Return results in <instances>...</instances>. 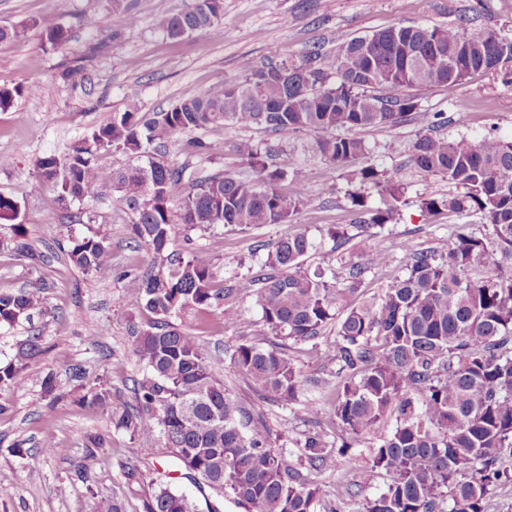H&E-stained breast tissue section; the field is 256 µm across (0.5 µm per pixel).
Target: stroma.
Here are the masks:
<instances>
[{
    "label": "stroma",
    "mask_w": 512,
    "mask_h": 512,
    "mask_svg": "<svg viewBox=\"0 0 512 512\" xmlns=\"http://www.w3.org/2000/svg\"><path fill=\"white\" fill-rule=\"evenodd\" d=\"M186 2L145 0L133 19L125 10L112 9L108 0H0V27L26 28L19 40L0 42V87L18 92L9 108L0 109V156L11 160L0 168V194L17 201L18 221L44 257L43 264L31 267L14 251L11 225L0 224V293L36 291L43 299L42 311L32 322L0 329V352L13 355L32 331L40 334L45 347L24 385L0 389V483L14 488L11 497L0 498V512H92L100 498L114 501L122 512H144L151 490L134 474L146 466L156 468L198 512H243L231 497L183 478L158 433L134 434L115 427L114 416L136 406L134 384L145 372L132 350L131 327L149 315L130 309L126 295L133 277L157 268L158 261L147 247L132 241L131 216L112 194L91 206L62 205L36 173L39 156L65 154L74 141L107 122L114 109L134 104L144 112L165 110L213 84L239 80V65L246 57L258 63L269 58L297 61L311 50L331 52L339 40L394 25L512 32V0H224V17L216 26L178 41L168 39L156 30L155 21L177 13ZM45 15L69 27L65 47L45 46L39 30L31 27V20ZM88 16L100 18L101 29L84 25ZM75 60L85 67L89 81L73 89L63 85L59 74ZM415 96L421 109L447 116L440 132L450 139L512 137V85L504 84L498 74L477 72L455 92L427 88L416 90ZM461 115L467 118L462 125L457 122ZM419 129L411 121L352 132L369 149L357 167L388 170L406 186L393 223L365 248L353 242L335 247L328 230L341 224L355 234L351 193H361L371 208L383 201L370 186L348 182L344 170L327 162L315 148L314 133L214 125L200 133L215 147L208 157L183 154L179 138L167 143L170 160L198 177L221 171L252 178L237 151L243 142L286 150L306 173L309 203L288 223L197 228L188 237H177L178 250L215 272L213 286L223 291L224 301L207 310H184L172 321L206 345L213 371L232 399L261 410L272 448L297 455L307 436L321 434L330 449L326 462L303 469L321 490L317 512L333 506L340 512H361L365 499L379 493L388 478L380 476L361 495L349 493L357 475L335 453L344 436L331 410L336 368L323 357L335 327L309 342L286 341L289 358L306 379L295 402L262 398L236 368L231 355L239 344L267 349L277 342L261 319L255 290L243 289L240 283L266 274L271 243L304 232L319 245L307 257L305 269H329L341 280L351 265L365 267L361 284L347 298L348 305L356 306L379 299L402 277L409 249L447 247L462 225L484 233L480 213L429 217L422 212V198L448 195L454 187L411 163L410 147ZM91 217L107 225L111 235L105 259L114 275L106 281L76 268L59 249L68 233H87ZM216 239L221 242L217 249L212 246ZM376 252L385 255V264L373 265ZM228 308L239 313L238 322L225 323ZM48 374L63 397L52 415L44 417L38 412L46 401L38 379ZM100 378L112 389L109 407H81L71 401L72 393ZM311 403L321 409L314 418L306 411ZM90 433L103 435L106 444L89 479L83 480L76 471ZM46 440L54 445L48 454L41 451ZM146 448L153 449L152 457L143 456Z\"/></svg>",
    "instance_id": "obj_1"
}]
</instances>
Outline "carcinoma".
<instances>
[{
	"instance_id": "obj_1",
	"label": "carcinoma",
	"mask_w": 512,
	"mask_h": 512,
	"mask_svg": "<svg viewBox=\"0 0 512 512\" xmlns=\"http://www.w3.org/2000/svg\"><path fill=\"white\" fill-rule=\"evenodd\" d=\"M223 15L224 0H189L183 10L158 19L156 27L180 40L214 27ZM32 26L53 49L68 41L67 28L54 16L34 20ZM240 69V80L214 85L150 117L134 106L115 109L64 157L48 154L35 162L38 176L64 205L93 204L112 189L132 215L135 241L165 256V264L145 276L128 301L131 308L151 313L152 321L133 330V350L146 374L137 383L138 408L121 413L116 426L133 433L158 431L187 478L231 496L244 512H316L319 488L302 477V463L269 446L261 414L241 422L243 411L215 378L205 345L168 321L177 311L205 310L223 299L212 288L214 272L173 249L175 225L284 224L308 204L306 175L287 152L242 143L238 152L255 179L215 173L176 199L171 187L187 172L169 160L165 143L188 135L190 150L206 154L211 146L196 132L217 124L311 131L318 134L319 152L344 169L367 147L338 131L394 127L412 118L423 133L413 144L411 161L456 188L446 197L421 200L422 210L431 215L480 212L487 232L458 231L446 249L409 251L404 275L380 302L350 308L346 295L366 268L350 266L344 288L329 284L319 268L303 271L316 243L297 233L268 250L265 264L271 272L261 278L257 303L268 328L285 340L311 341L336 325V337L323 353L338 367L332 413L349 436L337 453L359 475L349 494L371 487L382 473L389 476L363 512H487L491 490L512 484V139L451 141L438 134L448 118L419 110L414 95L397 91L453 90L480 71H500L508 81L512 38L494 30L393 26L342 39L332 54L316 49L298 63L281 59L260 66L244 59ZM62 79L76 87L88 76L76 60ZM107 149L130 161L119 169L99 165L95 155ZM287 177L293 191L284 196L276 185ZM348 178L376 189L384 203L370 210L360 193L350 194L366 242L393 222L405 188L371 165L348 172ZM17 218L16 201L0 195V222ZM13 230L15 251L37 262L25 226L15 224ZM109 242L102 226L69 235L64 252L75 267L109 280L112 266L104 260ZM486 262L499 273L470 276ZM41 304L36 291L0 293V328L30 320ZM44 352L41 337L32 336L9 360L0 361V388L26 381L30 364ZM232 361L256 389L284 404L296 400L305 383L278 347L241 343ZM41 386L50 397L43 406L47 413L62 394L56 393L51 374ZM111 398L100 381L78 402L106 406ZM392 414L390 434L360 463L350 452L351 442L371 434ZM104 447L102 435L87 437L81 478L93 470ZM303 448L310 466L324 463L321 436L306 438ZM138 479L152 488L146 512H195L189 498L158 482L152 472H140Z\"/></svg>"
}]
</instances>
